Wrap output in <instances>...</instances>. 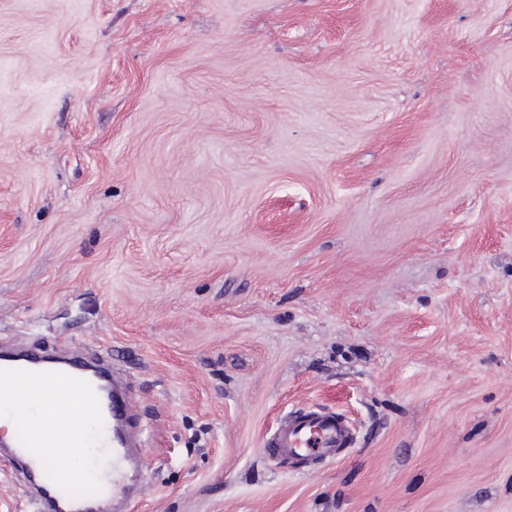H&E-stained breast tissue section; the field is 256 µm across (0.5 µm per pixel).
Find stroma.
I'll use <instances>...</instances> for the list:
<instances>
[{
	"label": "stroma",
	"instance_id": "stroma-1",
	"mask_svg": "<svg viewBox=\"0 0 512 512\" xmlns=\"http://www.w3.org/2000/svg\"><path fill=\"white\" fill-rule=\"evenodd\" d=\"M0 345L128 378L132 512H512V0H0ZM352 439L348 422L336 412L316 409L288 413L264 443V453L274 458L307 462L333 458Z\"/></svg>",
	"mask_w": 512,
	"mask_h": 512
}]
</instances>
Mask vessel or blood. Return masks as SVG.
Masks as SVG:
<instances>
[{
	"instance_id": "obj_1",
	"label": "vessel or blood",
	"mask_w": 512,
	"mask_h": 512,
	"mask_svg": "<svg viewBox=\"0 0 512 512\" xmlns=\"http://www.w3.org/2000/svg\"><path fill=\"white\" fill-rule=\"evenodd\" d=\"M25 376L41 383H60L67 391L66 404L83 400L92 402L95 422L71 446L95 456L107 451L112 456V480L101 484L98 499L113 501L129 512L135 491L130 475L140 473L144 466L140 442L132 435L135 419L132 404L121 384L111 382L112 395L100 399L101 371L90 369L79 358L59 364L29 355L0 356V392H9L17 377ZM352 431L348 422L336 412L316 409L289 413L264 443V451L274 458L307 462L314 458H333L349 446ZM49 439L37 429L16 432L9 442L7 455L22 462L35 489L33 502L38 512H97L98 500L72 494L71 482L63 467L47 454Z\"/></svg>"
}]
</instances>
